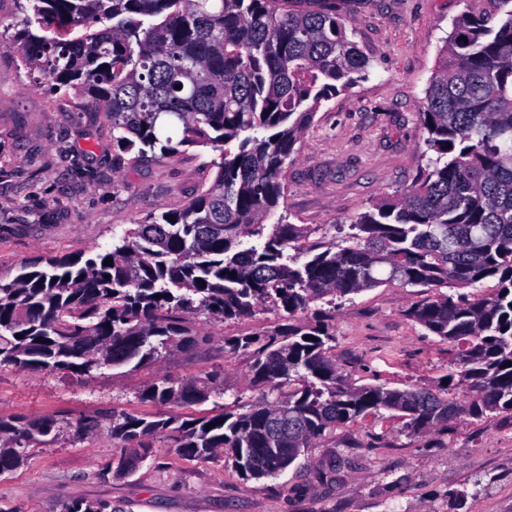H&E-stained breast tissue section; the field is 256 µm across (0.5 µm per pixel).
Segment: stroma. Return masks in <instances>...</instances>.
Instances as JSON below:
<instances>
[{
  "mask_svg": "<svg viewBox=\"0 0 512 512\" xmlns=\"http://www.w3.org/2000/svg\"><path fill=\"white\" fill-rule=\"evenodd\" d=\"M352 39L372 67L366 79L322 102L282 175L276 217L344 239L359 213L410 185L425 146L419 101L453 20L492 0H342ZM18 56L0 47V281L36 255L81 256L111 249L145 217L178 210L213 179L220 151L137 157L115 142L91 103L35 88ZM413 288H373L336 302V364L357 386H434L448 373V344L409 320ZM259 306L245 320L195 321L204 340L163 351L140 366L87 374L0 367V418L58 420L31 443L25 465L0 477V512H60L62 503L102 501L112 512H512V417L488 415L408 436L382 412L341 425L272 478L249 479L218 458L181 457L170 433L155 455L125 476L107 420L133 412L151 420L202 416L262 401L248 353L225 338L281 324ZM219 373L224 392L190 407L140 403L160 377L178 382Z\"/></svg>",
  "mask_w": 512,
  "mask_h": 512,
  "instance_id": "35a3bbf8",
  "label": "stroma"
}]
</instances>
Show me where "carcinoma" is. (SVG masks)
Returning <instances> with one entry per match:
<instances>
[{
	"instance_id": "obj_1",
	"label": "carcinoma",
	"mask_w": 512,
	"mask_h": 512,
	"mask_svg": "<svg viewBox=\"0 0 512 512\" xmlns=\"http://www.w3.org/2000/svg\"><path fill=\"white\" fill-rule=\"evenodd\" d=\"M494 2V13L453 20L421 98L424 144L436 157L360 213L343 246L312 239L318 229L307 224H266L321 103L371 68L336 0H18L25 23L6 46L28 74L63 96H90L127 151L175 157L212 147L222 161L183 208L135 224L112 249L36 256L0 282V366H138L203 341L189 312L227 321L270 303L288 323L224 340V351L251 355L253 380L270 398L181 422L175 448L184 458L220 454L261 479L380 410L401 414L415 437L465 417L512 416V0ZM245 237L258 243L245 248ZM487 279L496 285L483 294ZM391 284L425 295L407 316L450 346L435 388L358 387L331 354L332 312L294 320L312 302ZM217 381L162 378L140 399L198 404ZM173 424L112 415V436L136 443L113 474L135 470L153 452L149 439ZM54 428L52 419L0 418V476ZM107 509L75 501L62 512Z\"/></svg>"
}]
</instances>
